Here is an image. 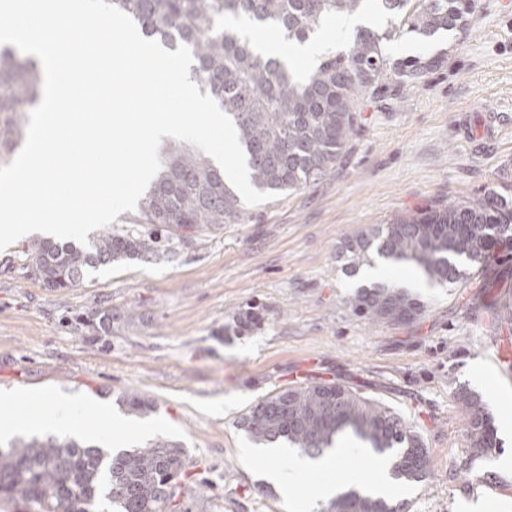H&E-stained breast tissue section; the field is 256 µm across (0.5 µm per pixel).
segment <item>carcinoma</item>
<instances>
[{
  "label": "carcinoma",
  "mask_w": 512,
  "mask_h": 512,
  "mask_svg": "<svg viewBox=\"0 0 512 512\" xmlns=\"http://www.w3.org/2000/svg\"><path fill=\"white\" fill-rule=\"evenodd\" d=\"M374 7L390 16L389 28H359L345 51L318 58L304 77L265 55L257 41L225 28L245 18L255 31H278L303 43L334 16ZM128 14L141 35L169 51L188 46L193 79L234 122L252 186L278 194L296 192L336 165L362 112L392 81L424 77L446 59L413 56L394 61L388 43L405 33L430 39L463 30L475 0H106ZM38 61L10 45L0 47V165L25 141L28 114L41 94ZM165 165L126 228L107 229L86 245L33 242L14 258L23 277L49 288H69L91 271L114 262H156L184 247L185 233L225 224H248L253 214L224 174L187 142L164 149ZM512 246V189L489 190L462 203L428 205L386 225L366 228L336 247L347 275L375 253L394 264L410 263L433 283L463 285V267L477 271L497 247ZM370 323L410 324L426 306L397 285H362L348 298ZM247 310L237 328L261 325ZM93 336L112 330V310L72 318ZM464 437L481 455L496 447L493 419L482 398L457 390ZM127 414L144 417L152 404L136 393L122 397ZM252 443H286L319 457L352 437L373 452L395 454L397 480L425 482L431 456L423 436L393 408L340 382L312 381L268 395L241 419ZM189 479L182 443L159 437L143 448L109 454L70 437L15 438L0 448V512H182L181 489ZM322 512H405V503L356 490L337 494Z\"/></svg>",
  "instance_id": "1"
}]
</instances>
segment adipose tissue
Wrapping results in <instances>:
<instances>
[{
    "label": "adipose tissue",
    "mask_w": 512,
    "mask_h": 512,
    "mask_svg": "<svg viewBox=\"0 0 512 512\" xmlns=\"http://www.w3.org/2000/svg\"><path fill=\"white\" fill-rule=\"evenodd\" d=\"M369 23L368 17L353 15L339 20L329 34H317L304 43L288 44L276 38L260 41L259 47L263 52L278 56L288 62L300 59L311 63L331 50L335 42L347 40L358 27L369 25ZM40 403L43 407L41 414L33 417L25 410H18L14 418L0 424V433L38 429H50L66 435L75 432L89 433V426L81 421L84 406L76 398L50 395L41 398ZM350 453V447L344 445L317 458L298 454L289 448H261L257 451L258 456L271 460L282 457L289 458L288 470L273 469L268 473L269 481L279 485L283 495L287 496L289 512H314L319 503L336 495L339 483H359L358 473L344 472L345 476L342 482L326 481L312 486L302 497L298 498L294 495L301 479L308 474L343 471L345 458Z\"/></svg>",
    "instance_id": "adipose-tissue-1"
}]
</instances>
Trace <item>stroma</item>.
Masks as SVG:
<instances>
[{
  "label": "stroma",
  "mask_w": 512,
  "mask_h": 512,
  "mask_svg": "<svg viewBox=\"0 0 512 512\" xmlns=\"http://www.w3.org/2000/svg\"><path fill=\"white\" fill-rule=\"evenodd\" d=\"M433 50L448 59L425 77L387 85L363 114L341 161L308 187L253 206L254 221L227 224L158 262H116L70 288L51 289L9 264L23 241L0 250V420L19 397L51 394L89 403L111 429L121 395L154 410L139 433L185 446L187 512H287L270 463L248 458L239 426L259 399L309 381H335L379 399L416 426L432 472L407 487V512H512V262L491 256L466 288L419 289L425 314L409 325L368 323L347 303L352 277L336 259L345 236L418 208L512 187V0H477L471 24ZM260 327L237 333V315ZM112 311V331L92 336L70 318ZM480 394L494 419L495 452L472 455L451 393ZM112 411L100 418L98 407ZM471 457L468 474L450 477Z\"/></svg>",
  "instance_id": "obj_1"
}]
</instances>
